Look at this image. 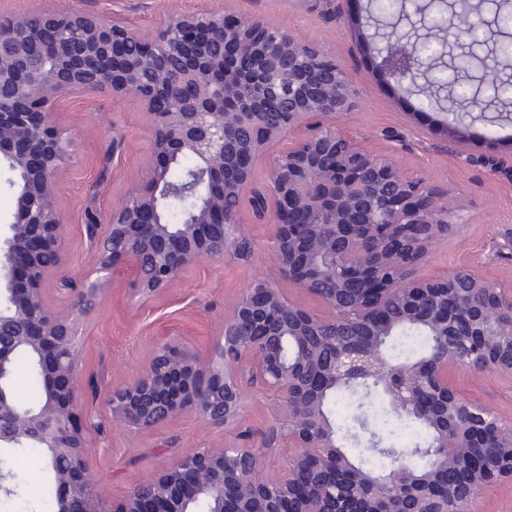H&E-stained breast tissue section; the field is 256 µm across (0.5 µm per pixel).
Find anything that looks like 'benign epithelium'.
Returning <instances> with one entry per match:
<instances>
[{
    "label": "benign epithelium",
    "mask_w": 512,
    "mask_h": 512,
    "mask_svg": "<svg viewBox=\"0 0 512 512\" xmlns=\"http://www.w3.org/2000/svg\"><path fill=\"white\" fill-rule=\"evenodd\" d=\"M448 14V44H470L477 6ZM55 58L31 35L27 13L0 24V166L16 192L12 220L0 231V492L11 493L1 467L12 449H42L56 491L54 512H468L487 487L512 483V420L465 396L448 379L453 367L512 375V284L463 266L435 279L418 267L454 227L467 204L448 189L376 151L337 124L358 111V93L341 59L261 17L224 12L172 16L142 36L82 11H44ZM415 40L391 26L374 47L384 75L421 94L430 68L409 58ZM139 43L131 56L128 45ZM453 82L433 90L429 107L493 125L490 100L473 93L464 109L455 87L467 80L456 61ZM151 74L149 84L142 82ZM288 107L268 119L275 88ZM112 89L141 104L152 155L147 179L112 206L104 227L89 226L94 280L82 285V308L46 306L45 292L68 260L55 205L57 176L72 142L49 120L53 97ZM183 158L194 162L180 183L168 178ZM268 160L269 191L254 186L256 163ZM479 162L512 178V159ZM186 202L183 220L167 219L169 202ZM238 200L229 210L225 201ZM273 225L275 275L251 280L224 317L207 354L172 336L159 337L142 370L112 389L113 421L140 431L193 415L215 426L241 422L247 388L277 394L279 418L260 445L199 448L146 474L121 500L96 494L85 458L76 375L77 313L96 303L126 264L145 297L166 290L203 259L238 255L247 240L244 213ZM284 278L313 312L286 297ZM336 294L319 293L320 280ZM405 306L398 318L390 309ZM401 324L420 325L445 352L400 364L385 354ZM27 354L42 378L40 405L12 395L14 358ZM376 375L394 412L422 420L437 452L426 468L403 453L374 475L339 448L325 411L328 395ZM494 451L470 449L487 432ZM295 448L281 475L263 473V458L283 441Z\"/></svg>",
    "instance_id": "obj_1"
}]
</instances>
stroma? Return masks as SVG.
<instances>
[{"label":"stroma","instance_id":"obj_1","mask_svg":"<svg viewBox=\"0 0 512 512\" xmlns=\"http://www.w3.org/2000/svg\"><path fill=\"white\" fill-rule=\"evenodd\" d=\"M227 8L277 20L306 41L335 51L361 94L350 132L372 147L392 149L396 158L431 175L449 193L470 202L469 217L423 261L419 272L441 276L459 266L476 268L493 281L512 279V180L468 164V157L512 156V101L497 105L504 118L496 143H486L483 123L471 125L462 145L448 141L430 115L418 113L419 99L388 80L378 68L375 42L386 33L368 13V0H0V18L14 11H85L146 35L176 11ZM51 119L72 141V154L56 197L69 262L46 295L49 308L78 306L79 288L95 268L88 227L102 220L126 190L146 180L151 154L147 119L132 99L110 90L76 92L52 102ZM250 252L240 258L201 260L157 296L139 295L127 270L77 323V378L90 416L85 430L87 458L98 476V492L117 501L148 472L204 446L220 447L248 432L258 441L275 422L276 396L251 391L244 422L218 427L196 417L142 431L113 423L107 400L113 387L130 381L163 333L179 335L199 352L211 346L235 297L254 275L273 270L272 227L250 222ZM450 379L468 397L491 402L512 416V377L473 375L455 368Z\"/></svg>","mask_w":512,"mask_h":512}]
</instances>
